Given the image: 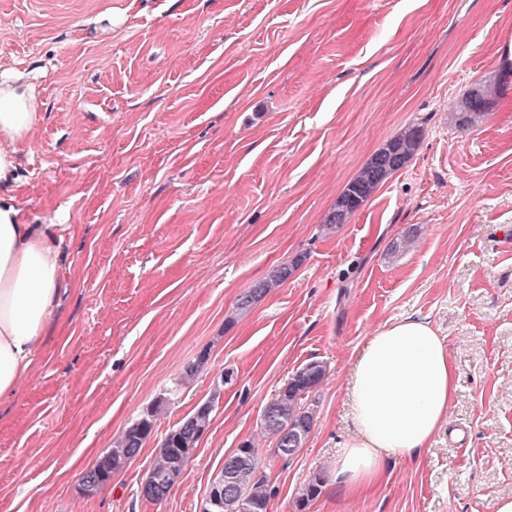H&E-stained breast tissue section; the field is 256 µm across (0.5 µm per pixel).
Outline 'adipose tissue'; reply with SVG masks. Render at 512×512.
Listing matches in <instances>:
<instances>
[{
	"instance_id": "obj_1",
	"label": "adipose tissue",
	"mask_w": 512,
	"mask_h": 512,
	"mask_svg": "<svg viewBox=\"0 0 512 512\" xmlns=\"http://www.w3.org/2000/svg\"><path fill=\"white\" fill-rule=\"evenodd\" d=\"M38 119L33 94L0 80V182L16 169L13 146ZM60 246L22 223L0 197V400L15 395L33 368L54 319ZM456 370L428 318L410 314L383 325L357 353L350 375L351 436L336 459L339 488L355 492L379 480L391 457L420 456L448 414Z\"/></svg>"
}]
</instances>
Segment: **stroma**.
Here are the masks:
<instances>
[{"instance_id": "obj_1", "label": "stroma", "mask_w": 512, "mask_h": 512, "mask_svg": "<svg viewBox=\"0 0 512 512\" xmlns=\"http://www.w3.org/2000/svg\"><path fill=\"white\" fill-rule=\"evenodd\" d=\"M507 29L512 0H0V75L38 112L0 196L24 223L52 225L62 255L55 320L0 402V512H201L225 455L250 438L276 489L270 512H492L512 496ZM482 79L501 80V95L459 131L458 97ZM411 125L424 129L413 158L326 229L348 181ZM411 313L456 366L447 419L418 460L391 458L374 488L347 493L332 471L353 356ZM311 360L327 376L286 464L260 417ZM227 370L234 382L215 391ZM170 386L139 454L83 495L81 473ZM210 399L180 482L145 501L160 439ZM317 475L319 496L298 507ZM299 261L301 259L297 258L291 266H289L290 264L278 266L271 271L267 278L255 283L252 288L244 292L238 299L237 311L240 313L247 312L255 302L268 294L273 288L282 285L288 280V277Z\"/></svg>"}]
</instances>
